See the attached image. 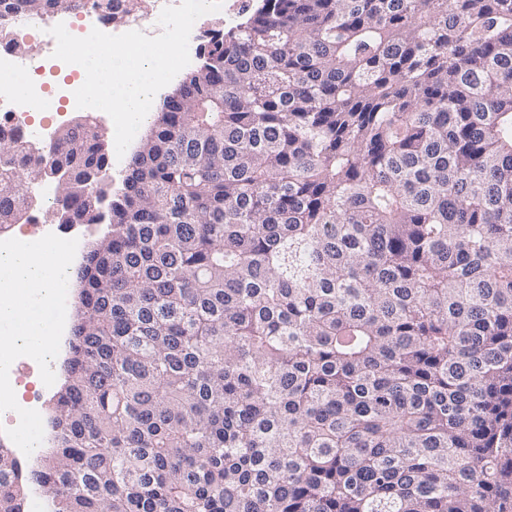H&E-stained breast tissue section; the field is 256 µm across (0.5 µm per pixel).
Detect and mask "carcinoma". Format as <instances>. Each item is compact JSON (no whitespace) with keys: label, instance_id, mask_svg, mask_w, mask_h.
Masks as SVG:
<instances>
[{"label":"carcinoma","instance_id":"cac0c4a2","mask_svg":"<svg viewBox=\"0 0 512 512\" xmlns=\"http://www.w3.org/2000/svg\"><path fill=\"white\" fill-rule=\"evenodd\" d=\"M29 13L80 0H0ZM119 186L105 129L0 139L83 255L59 512H512V0H261ZM0 448V512H21Z\"/></svg>","mask_w":512,"mask_h":512}]
</instances>
